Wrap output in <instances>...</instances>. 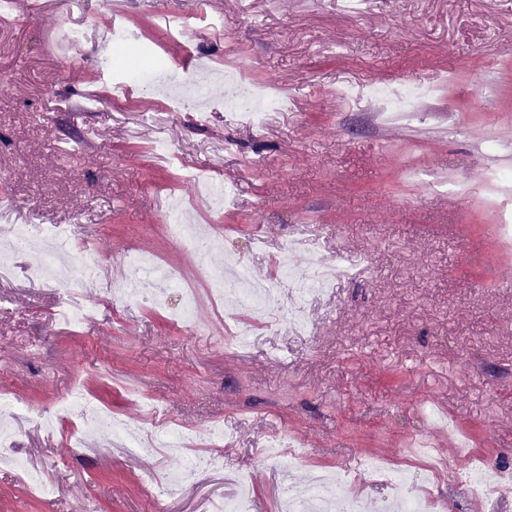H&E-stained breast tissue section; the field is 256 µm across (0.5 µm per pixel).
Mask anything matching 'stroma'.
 <instances>
[{
    "instance_id": "stroma-1",
    "label": "stroma",
    "mask_w": 512,
    "mask_h": 512,
    "mask_svg": "<svg viewBox=\"0 0 512 512\" xmlns=\"http://www.w3.org/2000/svg\"><path fill=\"white\" fill-rule=\"evenodd\" d=\"M115 1L87 0L90 36L67 58L64 0H13L16 21L0 24V191L23 218L70 225L72 241L102 262L150 253L199 286L195 256L164 220L171 194L202 203L161 162L165 140L232 190L212 270L239 253L251 276L267 277L286 239L298 276L314 257L368 265L308 301L304 333L261 329L237 352L222 310L200 304L194 326L179 327L117 291L88 297L93 317L60 328L63 288L32 280L40 251L18 255L0 279V393L18 413L19 457L48 488L34 492L0 467V512H212L237 495L239 475L252 512H281L285 475L305 485L325 469L337 473L325 497L379 507L393 487L368 464L392 460L413 477L421 462L405 450L419 434L450 463L426 499L512 512V493L468 498L460 483L477 458L512 468V289L502 286L512 248L489 233L506 195L487 188L491 168L512 156V0H373L364 12L358 0H210L180 31L171 20L184 0H119L150 34L129 53L147 45L174 68L190 51L276 79L288 106L260 124L225 113L218 76L202 119L138 88L110 93L123 77L100 69L111 50L100 35L117 23ZM97 75L91 110H60ZM348 82L438 94L409 123L371 95L343 105L336 94ZM416 169L428 184L407 179ZM74 382L146 433L186 427L216 465L161 494L147 479L177 472L178 456L91 434L74 447L78 417L43 423ZM215 421L216 445L206 432ZM275 437L305 452L291 471L265 458Z\"/></svg>"
}]
</instances>
